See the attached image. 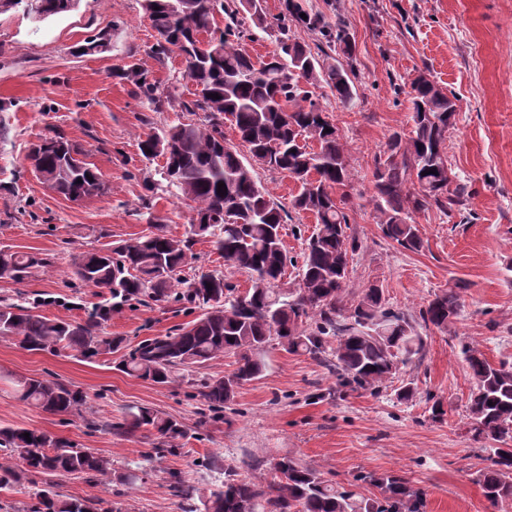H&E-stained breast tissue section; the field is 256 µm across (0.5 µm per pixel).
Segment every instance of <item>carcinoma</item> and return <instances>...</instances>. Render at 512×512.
I'll list each match as a JSON object with an SVG mask.
<instances>
[{
  "mask_svg": "<svg viewBox=\"0 0 512 512\" xmlns=\"http://www.w3.org/2000/svg\"><path fill=\"white\" fill-rule=\"evenodd\" d=\"M37 3L44 20L72 10L76 0ZM142 8L157 34L153 57L162 64L174 54L184 58L194 91L188 100L166 93L136 63L123 69L122 78L154 112L167 108L203 114L198 122H179L146 134L140 142L145 159L165 158L162 182L148 189H171L194 203L191 235L171 236L162 218L150 217V235L95 249L74 261L73 278L97 289L101 298L86 318H49L35 312L34 305L5 303L0 305V336L16 338L28 351H68L89 359L110 354L122 343L100 332L112 311L173 303L200 314L164 336L141 341L121 360L120 371L167 385L183 368L232 353L236 369L206 383L202 392L209 411L218 414L241 385L262 373L263 355L275 341L289 353H307L327 364L341 391H379L401 368L422 357L425 340L415 331L412 316L390 306L382 289L348 288L361 248L348 234L350 164L326 105L307 90L322 84L336 102H353L357 58L343 20L331 23L302 0H282L273 17L276 49L259 58L242 45L240 15L246 12L266 25L261 0H142ZM218 15L224 17L222 26ZM299 28L317 36L318 53L298 41ZM205 31L210 40L204 46L199 35ZM410 100V134L393 135L387 151L374 158L372 200L385 237L418 251L423 242L413 213L434 205L465 220L467 204L465 189L454 185L446 152L448 131L456 124L455 96L421 76L411 83ZM226 120L233 122L251 161H243L236 146L224 145ZM301 137L315 141L316 149L307 150ZM82 155V148L56 130L34 145L29 160L46 175L47 188L79 200L104 191L101 175ZM256 164L299 183L291 210L275 202L258 180ZM220 183L225 184L222 194ZM300 212L314 215L317 228L297 264L288 257L278 229ZM197 237L212 238L225 266L249 274L251 287L245 294H238L222 272L196 270ZM42 264L36 254L0 251V278L22 281ZM289 266L297 274L295 285L287 287ZM465 288L460 280L435 295L419 310L422 322L447 329L460 314ZM461 354L474 382L469 397L473 439L503 444L489 449L487 465L477 475L485 498L494 505L512 498V364L494 365L466 343ZM18 392L20 400L51 413L78 412L87 405L83 392L59 381L23 379ZM141 428L156 431L171 454L185 436L180 423L149 407L130 412L120 425L127 433ZM0 449L1 489L22 485L31 473L82 475L104 483L112 479L108 460L43 431L0 427ZM270 470L265 482L225 471L224 486L210 493L204 512H424L423 491L400 476H358L381 488L382 496L372 498L333 484L290 457L270 461ZM26 512L121 509L102 498L63 499L48 487L34 493Z\"/></svg>",
  "mask_w": 512,
  "mask_h": 512,
  "instance_id": "obj_1",
  "label": "carcinoma"
}]
</instances>
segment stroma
<instances>
[{
  "instance_id": "obj_1",
  "label": "stroma",
  "mask_w": 512,
  "mask_h": 512,
  "mask_svg": "<svg viewBox=\"0 0 512 512\" xmlns=\"http://www.w3.org/2000/svg\"><path fill=\"white\" fill-rule=\"evenodd\" d=\"M339 11L358 59L352 104L329 107L346 145L352 180L350 232L361 249L351 289L382 288L386 300L411 314L457 281L463 306L445 330L429 328L421 362L402 369L380 394L336 392V378L319 360L271 346L265 367L238 388L222 420H212L203 385L230 374L224 355L157 386L118 370L142 340L190 321L174 306L123 309L104 323L123 337L116 352L91 360L33 352L0 336V427H25L89 448L112 465L107 484L56 478L59 494L103 497L122 512H196L201 500L234 468L263 479L272 459L288 456L319 470L325 480L366 497L380 495L359 475H400L426 494V512H512V498L491 505L475 477L485 451L469 431L472 380L459 349L469 342L493 364L512 363V0H340ZM105 30L108 48L75 50ZM155 32L142 0H79L76 7L32 24L22 13L0 14V250L37 253L48 264L17 282L0 279V298L23 293L41 299L40 312L75 320L96 303L91 288L72 287L71 264L82 252L151 232L164 218L170 235L190 232L192 204L172 194L148 197L146 178H158L163 159L146 160L145 133L177 122L178 112L149 111L119 76L126 65L147 69L162 89L188 97L193 86L180 56L158 64ZM427 76L457 98L448 136V162L469 196L476 219L456 223L436 207L414 213L420 251L386 238L372 201L371 171L393 134L412 128L408 90ZM61 129L88 153L104 193L71 201L32 173L34 143ZM151 209H143V198ZM59 380L86 394L82 411L52 414L20 401L17 381ZM413 383L415 395L396 392ZM444 414L431 417L432 400ZM150 407L177 420L186 434L177 453H159L155 431H115L131 408ZM193 491L176 496L173 476Z\"/></svg>"
}]
</instances>
